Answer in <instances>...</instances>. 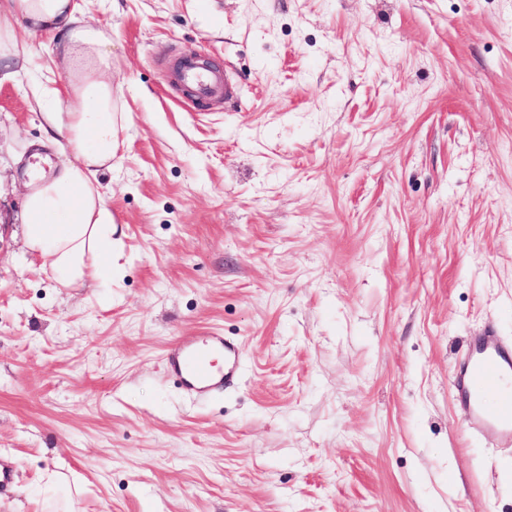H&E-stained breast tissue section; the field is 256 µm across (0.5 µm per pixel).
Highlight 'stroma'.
Wrapping results in <instances>:
<instances>
[{"mask_svg":"<svg viewBox=\"0 0 512 512\" xmlns=\"http://www.w3.org/2000/svg\"><path fill=\"white\" fill-rule=\"evenodd\" d=\"M112 41L124 235L111 287L28 251L36 92L0 81V512H512V446L450 383L470 336L512 340V0H93ZM224 67L190 102L172 61ZM238 343L190 395L181 335ZM164 361L171 373L181 377L185 389L198 396L229 389L241 372L238 344L216 333L179 336Z\"/></svg>","mask_w":512,"mask_h":512,"instance_id":"1","label":"stroma"}]
</instances>
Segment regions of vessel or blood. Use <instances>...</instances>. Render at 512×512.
Here are the masks:
<instances>
[{"label":"vessel or blood","mask_w":512,"mask_h":512,"mask_svg":"<svg viewBox=\"0 0 512 512\" xmlns=\"http://www.w3.org/2000/svg\"><path fill=\"white\" fill-rule=\"evenodd\" d=\"M175 78L198 100L211 97L224 82L223 72L202 68L188 56L178 62ZM164 361L185 389L198 396L229 389L241 372L238 344L216 333L178 337ZM452 384L470 429L490 441L512 445V343L486 328L469 340L458 358ZM488 396L495 401L491 411L484 405Z\"/></svg>","instance_id":"vessel-or-blood-1"}]
</instances>
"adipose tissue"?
Returning a JSON list of instances; mask_svg holds the SVG:
<instances>
[{
    "label": "adipose tissue",
    "mask_w": 512,
    "mask_h": 512,
    "mask_svg": "<svg viewBox=\"0 0 512 512\" xmlns=\"http://www.w3.org/2000/svg\"><path fill=\"white\" fill-rule=\"evenodd\" d=\"M79 13L76 0H0V67L10 77L28 69L31 57L19 44L18 31L63 34L58 54L65 63V87L43 88L38 98L46 124L58 135L62 160L56 176L29 184L24 238L61 286L92 281L108 287L122 274L102 261L119 226L100 194L98 175L112 167L125 115L114 109L109 40ZM62 93L67 109L58 112L51 103Z\"/></svg>",
    "instance_id": "1"
}]
</instances>
